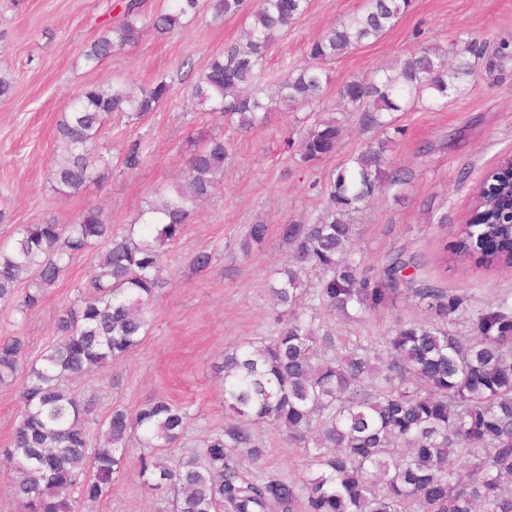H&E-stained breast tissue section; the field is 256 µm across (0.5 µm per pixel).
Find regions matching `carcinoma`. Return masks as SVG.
Returning a JSON list of instances; mask_svg holds the SVG:
<instances>
[{
    "label": "carcinoma",
    "mask_w": 512,
    "mask_h": 512,
    "mask_svg": "<svg viewBox=\"0 0 512 512\" xmlns=\"http://www.w3.org/2000/svg\"><path fill=\"white\" fill-rule=\"evenodd\" d=\"M308 6L309 0H257L250 9L246 0H213L215 15H242L250 24L244 41L214 56L193 85L198 105L224 113L239 132L263 124L279 105L308 106L328 82L322 64L380 39L409 0H364L359 12L312 42L306 59L264 99L250 86L264 77L276 34ZM199 10L200 0H168L153 26L172 32ZM139 21L138 0H128L123 18L83 51L85 65L94 69L135 43ZM482 53L461 38L449 49L425 45L375 78L354 77L340 88L344 108L364 113V124L383 137L329 175L317 216L279 226L289 260L273 270L268 288L273 333L224 352V426L188 454H174L185 408L155 396L133 412L115 406L93 419L94 403L81 399L72 382L142 344L168 246L224 178V137L212 135L191 153L183 181L159 190L161 201L138 214V225L119 231L94 205L69 224H24L0 244V302L24 283L36 285L23 298L24 316L73 258L99 252L79 304L60 310V335L39 358L30 359L21 333L0 336V383L20 380L14 432L0 454L16 473L14 495L24 512H76L79 501L111 491L131 459L145 487L171 490L170 512H512V300L474 310L466 295L416 283L414 255L398 253L376 269L352 247L350 224L374 194L399 182L397 171H387L394 140L385 114L420 101L431 110L444 107L472 81V59ZM170 89L164 76L137 93L121 83L86 88L57 126L65 153L55 166L56 192L69 196L103 183L112 171V157L99 145L106 117H143ZM341 135L334 118L314 122L300 134L301 160L333 154ZM141 163L135 142L123 165L134 172ZM511 183L512 167L495 171L479 199L478 221L443 246V262L476 255L487 267L512 269ZM268 234L266 224L249 225L243 251ZM410 268L414 273L405 274ZM309 271L318 275L311 290L303 287ZM402 297L422 318L396 321L381 343L313 328L321 311L365 323ZM457 313L465 316L464 334L448 327ZM258 427L285 429L302 458L299 480L266 465Z\"/></svg>",
    "instance_id": "obj_1"
}]
</instances>
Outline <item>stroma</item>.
<instances>
[{
  "label": "stroma",
  "mask_w": 512,
  "mask_h": 512,
  "mask_svg": "<svg viewBox=\"0 0 512 512\" xmlns=\"http://www.w3.org/2000/svg\"><path fill=\"white\" fill-rule=\"evenodd\" d=\"M166 5L167 0H140L138 41L92 69L82 52L106 23L120 19L118 0H0V76L12 85L10 95L0 98V240L10 239L23 224L69 223L90 204L100 205L115 227L134 223L147 202L156 200L158 188L174 184L201 137L220 133L231 141L223 186L194 213L166 256L165 284L157 294L149 336L79 385L83 397L96 401L97 416L115 406L132 411L150 396L167 395L189 411L181 442L186 451L223 426L224 391L214 367L225 349L270 330L268 277L288 257L279 225L318 213L325 198L311 182L328 177L379 135L364 127L362 113L343 111L340 86L391 67L424 41L446 46L460 36L476 41L483 54L473 82L444 108L393 113L403 130L393 155L401 182L355 213V248L375 267L399 252L416 255L419 279L471 294L476 309L512 296V271L472 261L446 263L440 253L441 243L455 240L468 221L479 178L512 152V0H411L383 37L327 63L329 82L320 102L269 113L265 124L246 133L233 130L221 115L202 114L191 96L210 58L241 38L244 17L218 18L204 7L182 28L161 34L152 17ZM362 5V0H310L308 11L278 33L261 92L271 94L287 70L303 61L308 43ZM160 75L166 76L171 94L156 111L108 118L100 138L112 157L108 179L60 197L54 170L64 146L56 125L72 100L92 84L118 81L137 90ZM318 115L336 117L346 133L335 154L306 164L293 141ZM135 141L143 145L144 162L131 173L122 160ZM258 221L268 224L269 236L243 253L248 226ZM201 252L211 256L204 272L192 265ZM97 262L94 249L77 256L28 315L0 302V336L22 332L32 356H39L57 337L62 305L76 300L78 285ZM420 315L413 301L402 299L362 325L324 315L315 327L338 336L378 338L395 320ZM259 437L268 450V466L297 479L302 460L285 432L265 429ZM168 498L166 491L144 488L131 463L109 494L78 508L168 512Z\"/></svg>",
  "instance_id": "obj_1"
}]
</instances>
